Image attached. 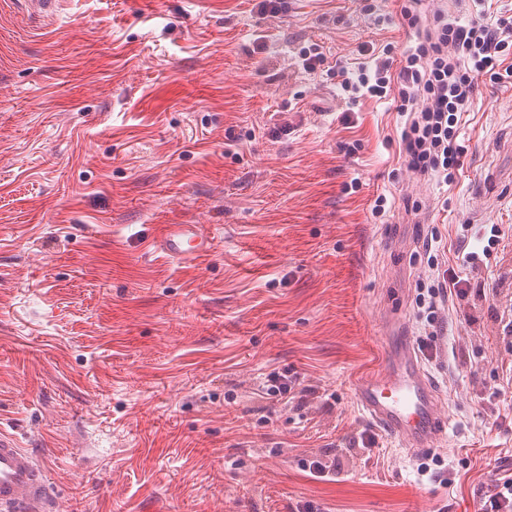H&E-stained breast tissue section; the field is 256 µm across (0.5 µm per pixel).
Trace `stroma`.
<instances>
[{"mask_svg":"<svg viewBox=\"0 0 512 512\" xmlns=\"http://www.w3.org/2000/svg\"><path fill=\"white\" fill-rule=\"evenodd\" d=\"M402 4L0 0V429L56 512H479L512 476V238L487 246L512 225V88L479 84L445 186L408 172L393 99L349 103L299 59L405 49ZM419 9L492 23L512 0ZM164 224L213 253L167 257ZM437 262L478 292L427 326ZM427 336L451 428L413 453L353 387ZM272 373L315 393L262 398ZM157 243L168 257L189 261L210 252L213 239L200 224H164Z\"/></svg>","mask_w":512,"mask_h":512,"instance_id":"stroma-1","label":"stroma"}]
</instances>
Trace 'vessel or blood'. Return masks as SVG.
Returning <instances> with one entry per match:
<instances>
[{
  "label": "vessel or blood",
  "instance_id": "1",
  "mask_svg": "<svg viewBox=\"0 0 512 512\" xmlns=\"http://www.w3.org/2000/svg\"><path fill=\"white\" fill-rule=\"evenodd\" d=\"M159 249L175 260L211 251L212 237L199 224L164 225ZM361 410L414 452L432 448L446 431L435 392L411 349L387 359L354 386ZM52 490L45 471L15 434L0 432V512H50Z\"/></svg>",
  "mask_w": 512,
  "mask_h": 512
}]
</instances>
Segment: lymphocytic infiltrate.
<instances>
[{
	"label": "lymphocytic infiltrate",
	"mask_w": 512,
	"mask_h": 512,
	"mask_svg": "<svg viewBox=\"0 0 512 512\" xmlns=\"http://www.w3.org/2000/svg\"><path fill=\"white\" fill-rule=\"evenodd\" d=\"M419 2L409 0L402 11L415 40L400 60L363 62L357 70L341 69L337 75L353 103L397 91L399 109L409 115L400 135L409 170L447 181L463 166L458 125L470 109L478 79L512 87V16L489 26L437 15L428 27L417 10Z\"/></svg>",
	"instance_id": "obj_1"
}]
</instances>
